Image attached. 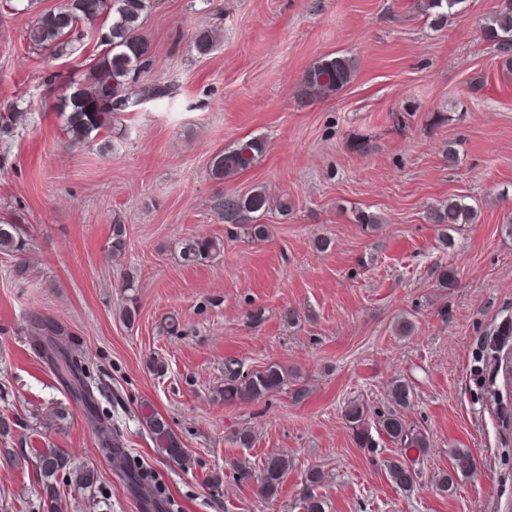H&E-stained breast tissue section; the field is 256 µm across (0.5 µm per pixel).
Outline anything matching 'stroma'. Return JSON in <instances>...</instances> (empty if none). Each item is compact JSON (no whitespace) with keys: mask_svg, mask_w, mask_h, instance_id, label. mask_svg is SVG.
Instances as JSON below:
<instances>
[{"mask_svg":"<svg viewBox=\"0 0 512 512\" xmlns=\"http://www.w3.org/2000/svg\"><path fill=\"white\" fill-rule=\"evenodd\" d=\"M495 4L463 0L437 28L416 0H153L141 27L150 56L133 86L168 93L118 114L103 157L72 142L58 112L100 54L96 30L56 56L30 47L25 31L59 0H0V116L23 115L0 138V221L26 242L21 255L0 254V416L14 423L0 436V512H46L43 448L97 477L86 489L58 481V512H145L49 367L32 334L38 320L67 331L95 380L100 418L179 512H303L314 469L326 476V512H504L512 433L473 376L484 334L512 316V72L481 35ZM201 28L218 35L206 56L191 46ZM333 53L354 58V80L331 97L304 96L303 73ZM253 137L266 148L251 167L209 176L212 156ZM261 187L268 236L254 241L216 204ZM457 197L477 219L447 247L425 215ZM360 210L379 224L358 223ZM118 222L127 245L116 258ZM189 235L221 239L224 251L184 264L179 242ZM440 266L452 288L436 287ZM131 302L130 325L122 310ZM172 318L179 333L167 330ZM228 357L287 367L306 398L285 388L224 403ZM400 379L413 392L405 419L429 448L404 454L381 435L360 448L347 405L386 410ZM143 403L178 435L190 469L159 454ZM243 427L248 448L234 442ZM455 448L468 449L474 468L446 493L437 483ZM275 452L291 466L266 501L230 464ZM403 454L416 472L409 492L386 468Z\"/></svg>","mask_w":512,"mask_h":512,"instance_id":"1","label":"stroma"}]
</instances>
